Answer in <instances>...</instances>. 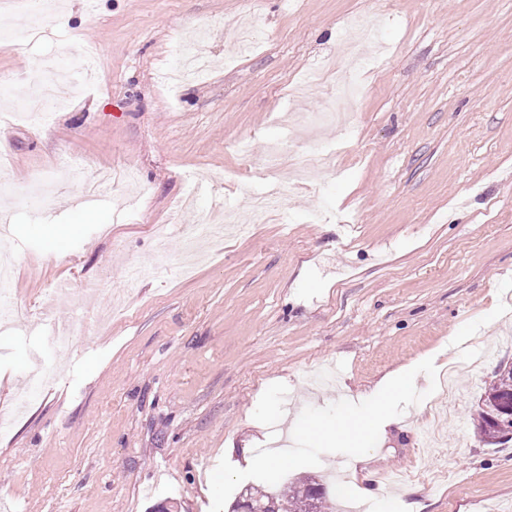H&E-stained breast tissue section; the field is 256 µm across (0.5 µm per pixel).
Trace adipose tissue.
<instances>
[{
	"mask_svg": "<svg viewBox=\"0 0 512 512\" xmlns=\"http://www.w3.org/2000/svg\"><path fill=\"white\" fill-rule=\"evenodd\" d=\"M426 364H416L402 372L384 377L377 385L372 401L363 407L347 410L335 422H307L304 430L315 438L333 439L354 447V463L367 464L373 454L374 435L395 425L397 419L389 411L392 401L408 396Z\"/></svg>",
	"mask_w": 512,
	"mask_h": 512,
	"instance_id": "obj_1",
	"label": "adipose tissue"
}]
</instances>
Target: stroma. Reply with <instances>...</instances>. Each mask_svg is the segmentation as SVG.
I'll use <instances>...</instances> for the list:
<instances>
[{"mask_svg":"<svg viewBox=\"0 0 512 512\" xmlns=\"http://www.w3.org/2000/svg\"><path fill=\"white\" fill-rule=\"evenodd\" d=\"M60 5L67 25L0 48V113L47 56L101 82L44 124L0 125L15 260L0 405H24L0 424V512H231L247 487L309 475L327 512H378L344 487L385 469L422 490L425 512H512V442L487 446L470 424L512 364V0ZM355 17L384 41L357 64ZM347 74L361 88L347 133L293 125L326 111ZM318 148L331 165L298 179L294 162ZM129 166L135 182L82 198L97 171ZM38 179L51 192L29 200ZM274 183L263 223L211 235L207 260L182 271L214 200L246 222ZM427 358L459 366L438 447L421 446L426 384L366 470L293 435ZM268 448L290 456L275 477L214 483L227 453Z\"/></svg>","mask_w":512,"mask_h":512,"instance_id":"obj_1","label":"stroma"}]
</instances>
